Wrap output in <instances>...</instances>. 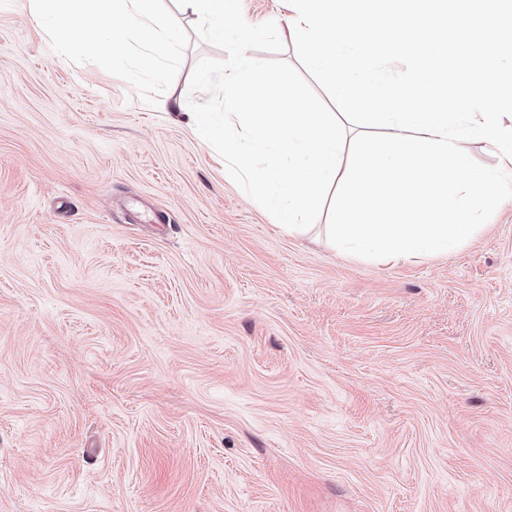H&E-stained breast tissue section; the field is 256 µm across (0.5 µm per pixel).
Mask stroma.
<instances>
[{"label":"stroma","mask_w":512,"mask_h":512,"mask_svg":"<svg viewBox=\"0 0 512 512\" xmlns=\"http://www.w3.org/2000/svg\"><path fill=\"white\" fill-rule=\"evenodd\" d=\"M0 0V512H512V200L448 256L300 235ZM281 28L286 0H242Z\"/></svg>","instance_id":"35a3bbf8"}]
</instances>
